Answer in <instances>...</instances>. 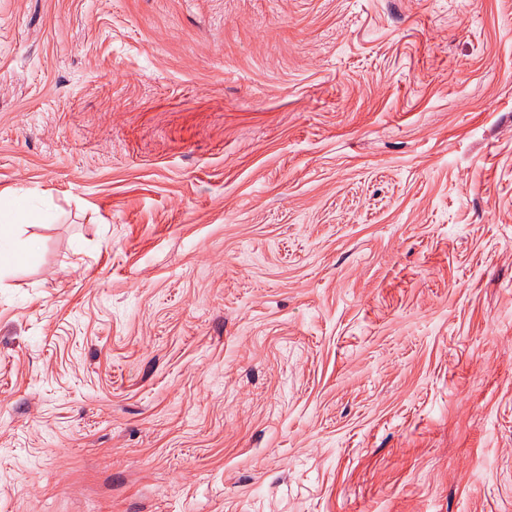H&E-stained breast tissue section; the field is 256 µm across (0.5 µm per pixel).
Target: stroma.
Instances as JSON below:
<instances>
[{"instance_id":"stroma-1","label":"stroma","mask_w":512,"mask_h":512,"mask_svg":"<svg viewBox=\"0 0 512 512\" xmlns=\"http://www.w3.org/2000/svg\"><path fill=\"white\" fill-rule=\"evenodd\" d=\"M0 512H512V0H0ZM40 214L33 213L16 202L0 200V270L21 261V254L13 246V236L22 219L30 222L40 220Z\"/></svg>"}]
</instances>
